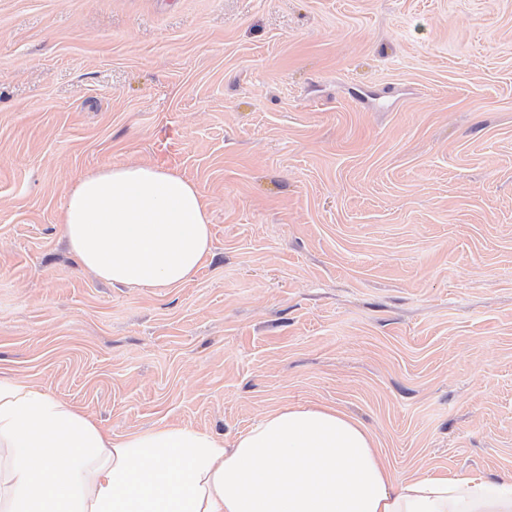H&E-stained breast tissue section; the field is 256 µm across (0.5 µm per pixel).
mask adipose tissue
I'll return each mask as SVG.
<instances>
[{"label":"adipose tissue","instance_id":"adipose-tissue-1","mask_svg":"<svg viewBox=\"0 0 512 512\" xmlns=\"http://www.w3.org/2000/svg\"><path fill=\"white\" fill-rule=\"evenodd\" d=\"M61 223L79 263L126 288H171L211 250L203 196L173 170L85 174ZM0 512H512V474L400 477L375 436L324 404L278 406L239 435L104 432L78 407L0 379Z\"/></svg>","mask_w":512,"mask_h":512}]
</instances>
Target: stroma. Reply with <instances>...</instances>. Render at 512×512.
<instances>
[{"label": "stroma", "instance_id": "1", "mask_svg": "<svg viewBox=\"0 0 512 512\" xmlns=\"http://www.w3.org/2000/svg\"><path fill=\"white\" fill-rule=\"evenodd\" d=\"M128 164L207 204L178 287L67 247ZM0 377L114 435L320 402L397 474L512 472V0H0Z\"/></svg>", "mask_w": 512, "mask_h": 512}]
</instances>
